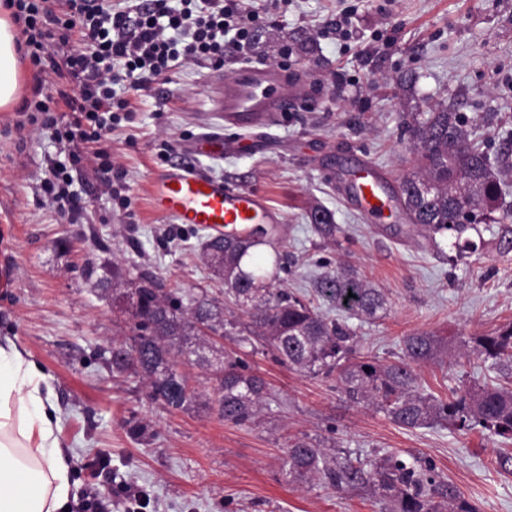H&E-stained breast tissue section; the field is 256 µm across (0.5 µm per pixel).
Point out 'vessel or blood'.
Returning <instances> with one entry per match:
<instances>
[{"instance_id":"b4317fda","label":"vessel or blood","mask_w":512,"mask_h":512,"mask_svg":"<svg viewBox=\"0 0 512 512\" xmlns=\"http://www.w3.org/2000/svg\"><path fill=\"white\" fill-rule=\"evenodd\" d=\"M307 77L255 62H243L233 76L217 82L216 101L225 126L248 133L275 125L303 102ZM349 195L370 220L384 214L401 217L397 199L387 188L385 172L371 161H361L343 173ZM155 212L207 230L211 236L244 234L257 224H277L281 217L257 190L233 186L200 174L185 164L170 165L152 177Z\"/></svg>"}]
</instances>
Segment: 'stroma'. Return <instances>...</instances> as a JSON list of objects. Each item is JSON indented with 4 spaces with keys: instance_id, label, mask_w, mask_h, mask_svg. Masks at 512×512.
<instances>
[{
    "instance_id": "1",
    "label": "stroma",
    "mask_w": 512,
    "mask_h": 512,
    "mask_svg": "<svg viewBox=\"0 0 512 512\" xmlns=\"http://www.w3.org/2000/svg\"><path fill=\"white\" fill-rule=\"evenodd\" d=\"M355 8L336 25V0H256L262 17L251 59L307 74L309 101L257 135L254 148L221 159H196L211 178L264 193L283 214L288 241L284 288L313 299L331 317L358 326L363 351L396 359L402 340L427 331L456 342L512 322V254L498 251V227H481L478 252L452 262L447 240L430 246L409 221L373 223L342 196L330 172L368 159L389 175L390 189L415 171L405 115L449 107L483 140L503 175L512 207V0H345ZM189 64L168 82L126 90L132 106L108 139L126 175L123 201L104 193L99 176L73 167L79 211L68 214L42 189L62 145L39 134L19 109H0V337L14 338L53 385L60 439L73 463L74 493L129 483L146 491L143 512H380L363 489L288 482L282 468L288 436L308 434L329 455L396 452L432 462L478 512H512V473L496 457L503 445L486 432L449 427L405 430L384 413L347 401L328 382L277 363L225 337L264 378L268 405L259 423L219 419L204 372L199 398L186 409L152 400L134 378L113 377L95 351L127 335V316L99 280L121 267L126 279L152 270L189 298L224 296V282L202 258L205 231L155 213L149 188L167 149L208 132L234 139L216 111L212 82L231 76ZM330 210L335 241L309 220ZM346 271L381 289V317L358 322L317 297L326 273ZM425 392L491 376L487 363H429L418 370ZM148 425L145 436L133 432Z\"/></svg>"
}]
</instances>
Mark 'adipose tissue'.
Wrapping results in <instances>:
<instances>
[{
    "label": "adipose tissue",
    "instance_id": "adipose-tissue-1",
    "mask_svg": "<svg viewBox=\"0 0 512 512\" xmlns=\"http://www.w3.org/2000/svg\"><path fill=\"white\" fill-rule=\"evenodd\" d=\"M19 92L14 28L0 15V109ZM55 391L29 354L0 339V512H64L75 483L58 436Z\"/></svg>",
    "mask_w": 512,
    "mask_h": 512
}]
</instances>
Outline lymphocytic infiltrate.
<instances>
[{
    "instance_id": "obj_1",
    "label": "lymphocytic infiltrate",
    "mask_w": 512,
    "mask_h": 512,
    "mask_svg": "<svg viewBox=\"0 0 512 512\" xmlns=\"http://www.w3.org/2000/svg\"><path fill=\"white\" fill-rule=\"evenodd\" d=\"M11 9L18 48L38 71L23 109L51 131L73 162L111 169L104 143L129 111L114 87L141 90L186 62L223 67L245 52L259 14L244 0H0Z\"/></svg>"
}]
</instances>
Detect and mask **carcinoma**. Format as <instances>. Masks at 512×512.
<instances>
[{
  "label": "carcinoma",
  "mask_w": 512,
  "mask_h": 512,
  "mask_svg": "<svg viewBox=\"0 0 512 512\" xmlns=\"http://www.w3.org/2000/svg\"><path fill=\"white\" fill-rule=\"evenodd\" d=\"M406 130L417 145L419 167L402 179L398 195L410 223L433 244L438 236L451 239L462 259L479 249L465 234L491 222L499 225L500 253H511L512 209L501 207L502 184L464 117L443 108L412 117ZM309 219L323 238L335 239L337 227L328 210L317 207ZM261 245L273 249V262L257 250ZM285 247L261 225L246 235L202 242L206 259L224 280V297L248 317L245 322L227 319L224 304L206 295L184 306L178 292L150 270L125 285L121 269L112 267V301L128 313L129 338L111 343L100 355L110 354L106 363L112 372L145 380L153 400L174 408L196 398L178 366H200L214 385L211 409L226 422L250 428L265 407L267 385L240 356L219 351L204 334L225 329L282 364L335 382L348 400L377 408L403 428L481 429L512 441V323L493 335L461 340L455 348L460 358L474 354L491 363L502 379L454 389L441 399L424 392L417 368L439 360L447 349L442 337L429 332L406 336L392 362L361 354L346 322L281 288ZM317 292L354 316L375 317L387 310L380 289L342 272L322 278ZM283 469L295 482L365 488L385 512H476L432 465L393 453L330 459L319 441L303 434L288 439Z\"/></svg>",
  "instance_id": "1"
}]
</instances>
